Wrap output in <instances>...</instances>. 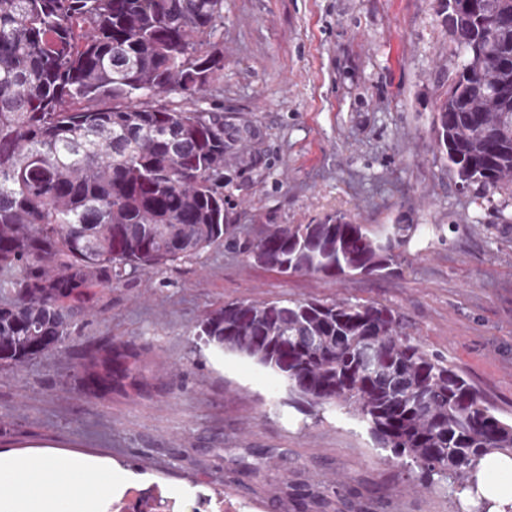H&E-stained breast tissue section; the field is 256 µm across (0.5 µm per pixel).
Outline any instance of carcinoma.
Returning a JSON list of instances; mask_svg holds the SVG:
<instances>
[{
	"label": "carcinoma",
	"mask_w": 512,
	"mask_h": 512,
	"mask_svg": "<svg viewBox=\"0 0 512 512\" xmlns=\"http://www.w3.org/2000/svg\"><path fill=\"white\" fill-rule=\"evenodd\" d=\"M452 31L465 61L443 92L438 143L461 186L512 192V0ZM224 0H0V366L59 348L92 300L130 276L224 245V168L256 138L204 93ZM177 94L191 108L158 97ZM411 224H274L252 245L280 273L387 269ZM204 344L272 370L288 396L344 411L430 482L476 488L512 454V422L381 304L232 302Z\"/></svg>",
	"instance_id": "1"
}]
</instances>
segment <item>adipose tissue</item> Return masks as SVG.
I'll return each mask as SVG.
<instances>
[{"instance_id": "obj_1", "label": "adipose tissue", "mask_w": 512, "mask_h": 512, "mask_svg": "<svg viewBox=\"0 0 512 512\" xmlns=\"http://www.w3.org/2000/svg\"><path fill=\"white\" fill-rule=\"evenodd\" d=\"M123 476L111 464L70 455L0 453V512H97ZM488 512H512V456L493 453L480 463L476 491Z\"/></svg>"}]
</instances>
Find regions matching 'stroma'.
<instances>
[{"label":"stroma","instance_id":"stroma-1","mask_svg":"<svg viewBox=\"0 0 512 512\" xmlns=\"http://www.w3.org/2000/svg\"><path fill=\"white\" fill-rule=\"evenodd\" d=\"M221 80L206 97L254 128L224 171L222 247L100 288L57 351L0 368V453L110 462L124 481L102 512H181L224 498L241 512H468L425 486L338 410L293 404L279 378L219 353L199 325L240 301L378 303L512 418V195L460 187L433 119L462 63L440 0H224ZM414 230L382 275L281 274L247 249L273 224ZM121 357L135 380L87 381L84 353Z\"/></svg>","mask_w":512,"mask_h":512}]
</instances>
